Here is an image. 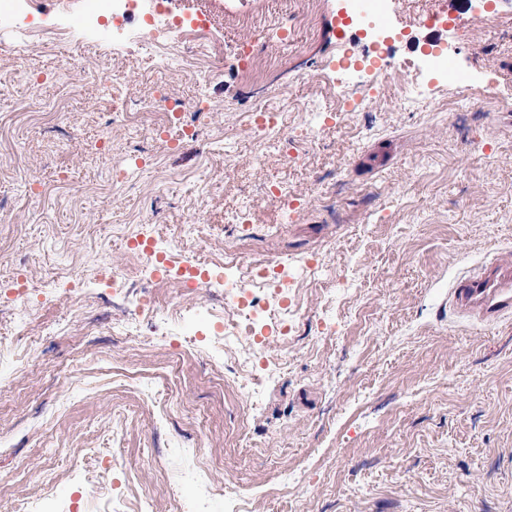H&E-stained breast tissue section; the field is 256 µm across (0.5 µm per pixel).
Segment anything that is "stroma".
Instances as JSON below:
<instances>
[{"instance_id": "35a3bbf8", "label": "stroma", "mask_w": 512, "mask_h": 512, "mask_svg": "<svg viewBox=\"0 0 512 512\" xmlns=\"http://www.w3.org/2000/svg\"><path fill=\"white\" fill-rule=\"evenodd\" d=\"M484 1L488 26L466 22L477 0H393L386 17L397 59L415 57L429 14L464 17L439 49L470 75L468 99L423 58L401 102L362 61L369 37L340 35L361 0H325L318 33L279 63L308 0H269L257 32L229 24L242 0H177L210 13L224 44L205 85L98 28L79 68L66 42L0 48V118L62 105L0 148V336L32 348L0 358V512H82L97 465L111 512L132 496L181 512L199 499L190 462L212 481L207 512H229L228 479L249 512H512V318L480 323L451 296L512 260V0ZM242 42L259 77L232 52ZM326 65L341 104L300 136ZM118 71L154 133L114 119ZM160 91L181 127L151 111ZM261 97L289 103L268 142L245 128ZM116 168L129 171L117 189ZM139 240L152 259L135 257ZM228 254L286 266L270 289L298 309L278 339L224 341ZM162 256L173 275L197 262V286L164 283Z\"/></svg>"}]
</instances>
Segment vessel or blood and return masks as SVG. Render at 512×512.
I'll use <instances>...</instances> for the list:
<instances>
[{
	"instance_id": "b4317fda",
	"label": "vessel or blood",
	"mask_w": 512,
	"mask_h": 512,
	"mask_svg": "<svg viewBox=\"0 0 512 512\" xmlns=\"http://www.w3.org/2000/svg\"><path fill=\"white\" fill-rule=\"evenodd\" d=\"M453 298L457 304L476 310L482 322H498L512 313V263H493L472 277L458 280Z\"/></svg>"
}]
</instances>
